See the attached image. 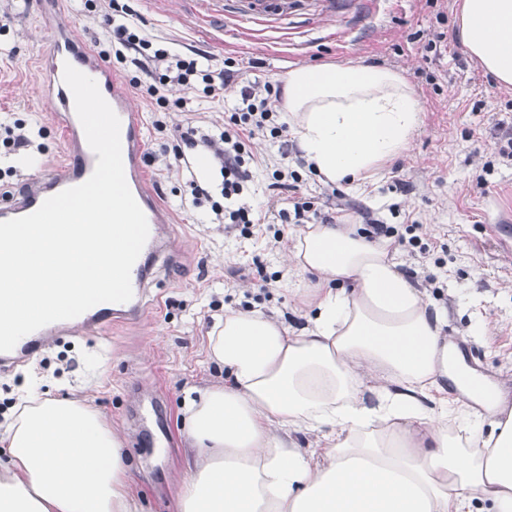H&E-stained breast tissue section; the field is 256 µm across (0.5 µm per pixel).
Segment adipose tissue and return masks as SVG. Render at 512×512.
I'll return each instance as SVG.
<instances>
[{"mask_svg":"<svg viewBox=\"0 0 512 512\" xmlns=\"http://www.w3.org/2000/svg\"><path fill=\"white\" fill-rule=\"evenodd\" d=\"M460 34L512 86V0H463ZM281 81L299 149L330 184L371 176L421 123L389 69L299 65ZM285 260L318 280L307 322L216 318L207 351L224 380L186 391L181 512H512V408L474 389L443 339L445 311L389 240L308 224ZM5 441L0 512H137L123 440L82 401L25 395Z\"/></svg>","mask_w":512,"mask_h":512,"instance_id":"obj_1","label":"adipose tissue"}]
</instances>
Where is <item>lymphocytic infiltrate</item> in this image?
Listing matches in <instances>:
<instances>
[{
    "label": "lymphocytic infiltrate",
    "instance_id": "1",
    "mask_svg": "<svg viewBox=\"0 0 512 512\" xmlns=\"http://www.w3.org/2000/svg\"><path fill=\"white\" fill-rule=\"evenodd\" d=\"M103 7L109 51L119 63L134 67L130 86L139 91L151 111L159 113L156 127L170 129L176 139L174 157L182 164L194 200H211L213 192H220L222 203L212 206L217 221L238 228L245 236L254 235L262 221L272 214L285 224L336 223L335 211L323 209L317 198L300 196V175L286 166L273 171L272 187L287 192L289 208L280 207L278 198L273 197L259 210L244 197L246 185L252 180V141L266 136L283 144L288 141V124L281 119L280 85L242 84V72L231 56L219 64L212 55L195 48L170 52L138 23L135 10L124 0H105ZM172 87L180 88V97L169 98L168 90ZM198 89L205 97L218 100L226 93L235 94L222 131L203 134L195 126H170L163 120V113L169 111L191 112L193 94ZM200 146L212 153L220 167L219 188L200 181L186 161L188 151Z\"/></svg>",
    "mask_w": 512,
    "mask_h": 512
}]
</instances>
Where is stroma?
<instances>
[{
  "instance_id": "obj_1",
  "label": "stroma",
  "mask_w": 512,
  "mask_h": 512,
  "mask_svg": "<svg viewBox=\"0 0 512 512\" xmlns=\"http://www.w3.org/2000/svg\"><path fill=\"white\" fill-rule=\"evenodd\" d=\"M462 0H448V48L423 62L410 34L436 28L435 11L423 0H378L373 14L359 21V0H349L330 27L312 28L290 40L270 32L241 38L215 17L195 16L182 0H131L148 31L165 38L170 51L194 46L216 58L236 53L245 61L246 81L279 82L298 65L362 64L404 76L421 105L422 122L408 148L352 188L330 186L303 173L301 190L320 199L340 193L357 207L380 210L387 224L420 221L427 258L398 249L403 271L414 279L433 277L439 288L431 302L448 313L444 334L466 366L498 385L512 399V165L495 159V147L512 131V104L500 97V83L458 40ZM100 15L84 0H29L24 12L0 29V127L22 124L33 140L15 149L0 143V194L17 192L30 178L63 169L65 133L42 102L41 62L49 29L73 24L92 42ZM426 76H419L418 68ZM145 151L156 160L146 168V185L169 211L168 230L179 250L150 257L143 319L112 327L107 334H76L51 342L13 370L0 373V424L13 412L24 380H34L42 396L76 398L89 404L123 438L128 488L142 512H178L187 470L179 419L186 390L215 383L224 374L207 357V336L215 317L231 310L259 308L296 322L306 312V293L315 280L284 262L297 231L283 225L284 238L271 246V233L246 239L214 221L210 202L193 204L181 169L174 166L170 132L157 131L155 116L140 105ZM490 172H482L483 162ZM485 184H478V177ZM400 178L407 191L392 189ZM245 268L249 281L232 277ZM279 273L278 282L265 276ZM493 333L471 335L477 320Z\"/></svg>"
}]
</instances>
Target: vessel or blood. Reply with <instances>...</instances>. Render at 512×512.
Instances as JSON below:
<instances>
[{
	"mask_svg": "<svg viewBox=\"0 0 512 512\" xmlns=\"http://www.w3.org/2000/svg\"><path fill=\"white\" fill-rule=\"evenodd\" d=\"M186 4L207 14L222 16L226 29L238 32L253 28L254 24L270 21L281 37H288L295 12L291 0H185ZM72 65L93 78L105 100L121 122L120 139L127 184L143 210L148 224L149 237L146 245H160V230L168 226L169 214L157 198L145 186L143 150L144 135L139 120L138 107L132 94L122 88L101 62L92 58L85 42L75 32L67 30L54 38L51 50L44 62L49 84L41 90V98L51 112L60 117L67 138L74 148L67 158L65 175H42L34 179L26 190L0 205V221L22 217L36 211L43 201L67 188L85 182L93 173L97 156L89 147L82 125L74 109L73 96L63 81V68ZM133 296L125 303H111L98 312L80 315L59 322L40 335L18 342L13 350L0 354V365L8 367L30 359L46 343L59 335L78 331H99L118 323L140 319L143 313L145 281L140 266L131 271Z\"/></svg>",
	"mask_w": 512,
	"mask_h": 512,
	"instance_id": "1",
	"label": "vessel or blood"
}]
</instances>
